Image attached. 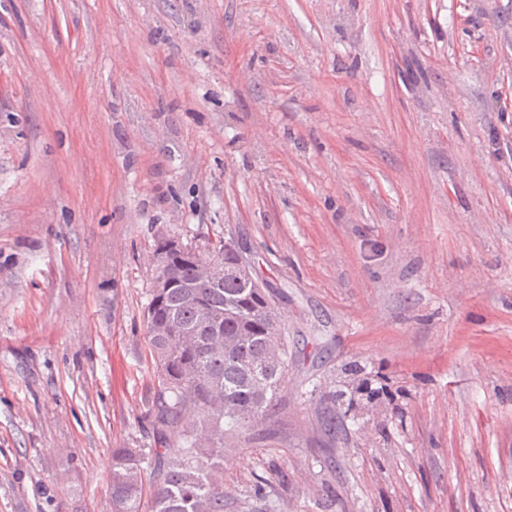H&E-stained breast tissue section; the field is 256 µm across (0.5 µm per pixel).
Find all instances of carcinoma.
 Returning a JSON list of instances; mask_svg holds the SVG:
<instances>
[{
  "label": "carcinoma",
  "mask_w": 512,
  "mask_h": 512,
  "mask_svg": "<svg viewBox=\"0 0 512 512\" xmlns=\"http://www.w3.org/2000/svg\"><path fill=\"white\" fill-rule=\"evenodd\" d=\"M163 254L172 287L151 294L147 339L159 390L162 447L148 456L112 449L110 512H225L224 436L276 414L288 370L280 313L266 291L234 275L238 255L220 239L213 257L224 278L201 281L199 263ZM177 434L167 448L166 434ZM154 471L145 495L143 467Z\"/></svg>",
  "instance_id": "cac0c4a2"
}]
</instances>
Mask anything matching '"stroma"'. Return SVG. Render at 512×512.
I'll use <instances>...</instances> for the list:
<instances>
[{"label":"stroma","mask_w":512,"mask_h":512,"mask_svg":"<svg viewBox=\"0 0 512 512\" xmlns=\"http://www.w3.org/2000/svg\"><path fill=\"white\" fill-rule=\"evenodd\" d=\"M162 235L285 323L227 512H512V0H0V512L156 447Z\"/></svg>","instance_id":"35a3bbf8"}]
</instances>
